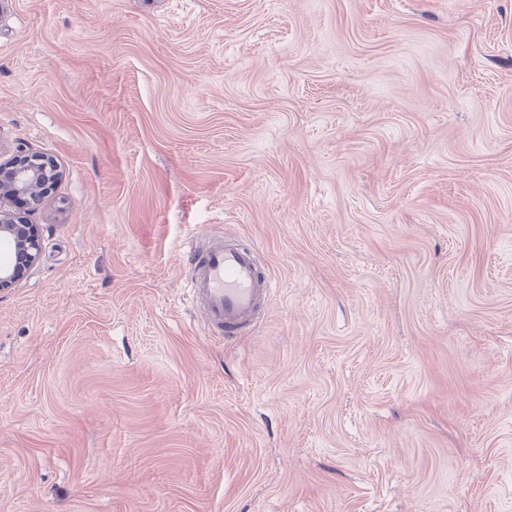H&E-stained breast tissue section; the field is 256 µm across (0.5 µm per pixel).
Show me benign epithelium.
<instances>
[{
	"label": "benign epithelium",
	"mask_w": 512,
	"mask_h": 512,
	"mask_svg": "<svg viewBox=\"0 0 512 512\" xmlns=\"http://www.w3.org/2000/svg\"><path fill=\"white\" fill-rule=\"evenodd\" d=\"M59 176L54 160L40 153L20 149L13 159L0 161V240L10 244L8 258L0 260V291L24 278L41 252L39 226L16 215L10 209L11 199L27 198L29 210L34 212Z\"/></svg>",
	"instance_id": "1"
}]
</instances>
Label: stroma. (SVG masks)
<instances>
[{
    "instance_id": "obj_1",
    "label": "stroma",
    "mask_w": 512,
    "mask_h": 512,
    "mask_svg": "<svg viewBox=\"0 0 512 512\" xmlns=\"http://www.w3.org/2000/svg\"><path fill=\"white\" fill-rule=\"evenodd\" d=\"M0 512H512V0H0ZM217 231L276 288L207 335ZM13 159L0 161V240L10 244L7 259L0 260V291L12 288L36 264L41 252L38 224H27L11 209L13 198L26 197L28 208L36 211L60 172L53 159L19 149ZM42 193L35 190L39 186Z\"/></svg>"
}]
</instances>
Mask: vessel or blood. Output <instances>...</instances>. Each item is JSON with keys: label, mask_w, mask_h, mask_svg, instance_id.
Returning a JSON list of instances; mask_svg holds the SVG:
<instances>
[{"label": "vessel or blood", "mask_w": 512, "mask_h": 512, "mask_svg": "<svg viewBox=\"0 0 512 512\" xmlns=\"http://www.w3.org/2000/svg\"><path fill=\"white\" fill-rule=\"evenodd\" d=\"M191 297L207 332L227 343L253 333L274 297L272 279L263 272L254 247L213 233L193 258L188 280Z\"/></svg>", "instance_id": "b4317fda"}]
</instances>
